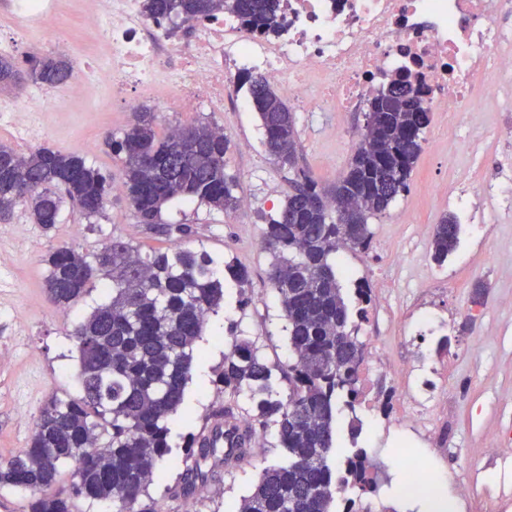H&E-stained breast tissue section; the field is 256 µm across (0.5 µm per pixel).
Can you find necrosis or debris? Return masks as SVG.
Segmentation results:
<instances>
[{
    "label": "necrosis or debris",
    "instance_id": "1",
    "mask_svg": "<svg viewBox=\"0 0 512 512\" xmlns=\"http://www.w3.org/2000/svg\"><path fill=\"white\" fill-rule=\"evenodd\" d=\"M143 0H77L82 39L55 41L79 69L55 98L41 85L0 107V130L36 138L45 100L108 97L125 110L149 94L164 112H219L247 106L236 84L264 75L306 111L360 112L373 90L410 75L429 111L464 124L471 113L512 112V0H282L279 21L261 34L234 14L195 21L190 42L174 41ZM9 31L0 54L31 32L63 24L61 0H7Z\"/></svg>",
    "mask_w": 512,
    "mask_h": 512
}]
</instances>
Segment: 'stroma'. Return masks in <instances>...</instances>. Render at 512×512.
I'll list each match as a JSON object with an SVG mask.
<instances>
[{"label": "stroma", "instance_id": "obj_1", "mask_svg": "<svg viewBox=\"0 0 512 512\" xmlns=\"http://www.w3.org/2000/svg\"><path fill=\"white\" fill-rule=\"evenodd\" d=\"M133 118L111 103L88 112L72 103L41 116L35 142L63 152H77L112 174L114 189L99 223H88L77 206L64 203L60 224L43 231L31 223L24 209L0 224V304L11 301V311L0 308V461L27 448L35 423L52 394L74 392L75 364L69 354L75 322L101 302L100 289L62 313L44 289V259L60 246L92 254L111 237L129 241L144 252L174 249L173 239L155 234L137 222L124 190L121 161L105 146L106 133L121 134ZM208 120L222 128L231 148L225 169L238 180L239 197L251 199L249 212L230 214L206 205L176 203L163 218L192 225L189 248L244 269L248 281L226 290L224 307L210 317L195 349L192 379L186 388L187 419L171 425L175 455H182L184 438L224 411L244 418L251 404L246 393H232L217 384L228 340V327L250 340L270 367L289 363L287 320L267 273L271 257L260 245L267 216L282 202L297 171L319 186L328 187L344 173L357 147L351 133L363 124L359 112H295L298 158L295 168L278 165L262 144L263 133L253 109L216 112L203 106L197 112L160 114L162 127ZM499 115L477 113L460 126L431 115L423 133L422 151L409 187L385 214L370 220L373 233L367 251L337 256L348 270L343 287L353 278L381 277L388 288L373 293V311L360 336L371 356L383 366L375 378L377 393L398 408L404 380L401 370L413 358L426 357L435 375L434 389L447 401L421 434L395 430L389 419L375 417L365 424L359 443L378 468L379 493L364 495V512H411L415 500L403 498L405 467L402 457L426 459L437 477L446 479L455 498V512H512V472L503 473L488 459L486 449L512 432V209L496 207L491 197L472 193L471 215L481 222L478 238L461 233L455 256L439 268L431 256L435 227L443 217L457 215L447 194L468 179L478 160L501 159L512 164V142L499 140ZM456 142L454 155L440 149L445 139ZM0 143L28 152L32 145L0 131ZM429 287L433 319L418 320L410 311L419 286ZM30 345L35 358L21 354ZM249 462L228 468L213 461L207 482L193 492L170 497L169 489L182 475L180 468L163 463L148 487L156 512H233L256 484L264 466L280 460L271 430L256 429Z\"/></svg>", "mask_w": 512, "mask_h": 512}]
</instances>
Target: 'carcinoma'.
<instances>
[{
    "label": "carcinoma",
    "mask_w": 512,
    "mask_h": 512,
    "mask_svg": "<svg viewBox=\"0 0 512 512\" xmlns=\"http://www.w3.org/2000/svg\"><path fill=\"white\" fill-rule=\"evenodd\" d=\"M277 0H143L145 14L174 27L228 11L252 29L266 32L278 20ZM29 75L54 88L72 76L71 64L46 56ZM248 94L265 132L266 152L281 165L296 159L292 112L276 88L248 75ZM374 122L362 135L364 153L332 186L320 189L309 177L294 179L279 211L267 218L264 249L271 255L268 280L288 321L292 362L282 370L288 393L274 388L272 369L248 340L231 334L218 383L247 392L253 428L274 427L285 460L265 467L239 512H353L351 493L375 494L371 462L358 447L362 421L356 413L357 374L365 360L360 340L368 320L370 289L345 296L336 273L338 249L369 247L368 219L384 213L408 187L430 122L424 102L409 84L396 81L369 101ZM109 146L120 157L126 195L137 222L161 225L180 240L186 224H165L162 213L174 200L200 203L224 212L238 209L235 176L226 172L230 149L224 133L207 122L178 124L157 131L156 113H133L129 127ZM112 176L77 152L38 147L25 154L0 144V222L17 207L43 230L59 223L65 200L91 220L104 216ZM349 196L357 223H336L318 200ZM461 224L446 216L436 225L432 257L440 266L460 243ZM45 290L61 306L78 303L94 281H102L104 301L78 322L77 396L52 394L28 448L0 463V489L25 493L21 512H83L87 502L134 510L160 462L170 459V423L185 401L194 349L208 318L224 301V288L247 281L244 270L205 249L177 247L142 256L120 238L106 241L91 256L69 246L48 254ZM348 411L350 448L339 445L337 419ZM192 465L174 495L188 494L208 477L206 462L217 457L201 434L185 440Z\"/></svg>",
    "instance_id": "carcinoma-1"
}]
</instances>
